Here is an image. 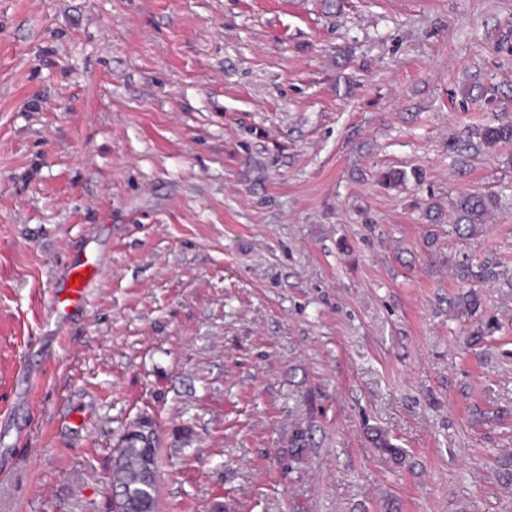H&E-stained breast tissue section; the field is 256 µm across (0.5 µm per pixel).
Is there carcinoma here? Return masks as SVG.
Segmentation results:
<instances>
[{
	"mask_svg": "<svg viewBox=\"0 0 512 512\" xmlns=\"http://www.w3.org/2000/svg\"><path fill=\"white\" fill-rule=\"evenodd\" d=\"M480 140L487 149L512 142V123L499 121L486 125L480 132ZM496 205L494 194L461 195L456 202L458 233L468 236L476 232L485 215ZM456 271L463 284L473 280L490 281L499 276L491 260L475 266L460 263ZM158 469L155 422L151 420L134 430L125 431L113 450L110 477L112 495L120 502V512H159Z\"/></svg>",
	"mask_w": 512,
	"mask_h": 512,
	"instance_id": "1",
	"label": "carcinoma"
}]
</instances>
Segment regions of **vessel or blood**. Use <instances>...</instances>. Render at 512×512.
Masks as SVG:
<instances>
[{"label": "vessel or blood", "mask_w": 512, "mask_h": 512, "mask_svg": "<svg viewBox=\"0 0 512 512\" xmlns=\"http://www.w3.org/2000/svg\"><path fill=\"white\" fill-rule=\"evenodd\" d=\"M105 267L98 253L85 248L71 252L66 260V275L53 286L52 298L44 305V319L66 320L75 311L85 310L88 292L101 279Z\"/></svg>", "instance_id": "vessel-or-blood-1"}]
</instances>
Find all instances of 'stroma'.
<instances>
[{
    "instance_id": "1",
    "label": "stroma",
    "mask_w": 512,
    "mask_h": 512,
    "mask_svg": "<svg viewBox=\"0 0 512 512\" xmlns=\"http://www.w3.org/2000/svg\"><path fill=\"white\" fill-rule=\"evenodd\" d=\"M498 118L512 0H0V512H107L145 415L159 512H512ZM86 240L106 274L44 324ZM483 147L494 148L501 143L512 142V123L500 122L486 125L480 132ZM497 197L494 194H463L456 202L458 212L457 224L458 233L468 236L476 232L478 224H482L485 215L496 207ZM496 264L491 260H483L477 265L469 263H459L457 265V278L462 284L469 281H490L499 276L495 266Z\"/></svg>"
}]
</instances>
